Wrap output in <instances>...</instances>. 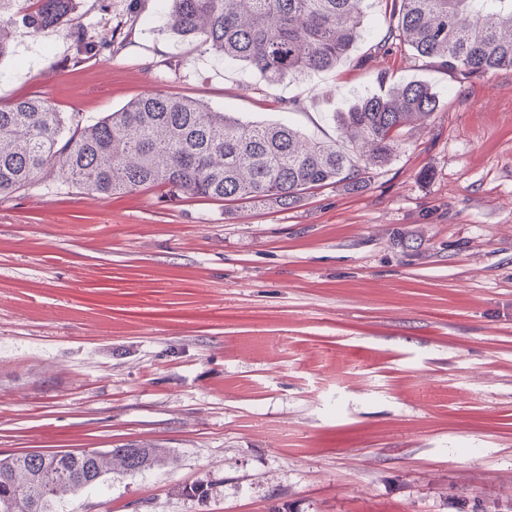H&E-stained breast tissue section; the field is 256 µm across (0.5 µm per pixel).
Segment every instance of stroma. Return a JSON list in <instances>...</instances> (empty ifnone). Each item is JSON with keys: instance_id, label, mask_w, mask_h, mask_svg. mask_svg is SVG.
Segmentation results:
<instances>
[{"instance_id": "1", "label": "stroma", "mask_w": 512, "mask_h": 512, "mask_svg": "<svg viewBox=\"0 0 512 512\" xmlns=\"http://www.w3.org/2000/svg\"><path fill=\"white\" fill-rule=\"evenodd\" d=\"M362 7L336 70L279 84L173 34L161 0L13 28L0 103L44 98L70 127L157 90L334 141L360 94L440 97L366 186L288 208L54 170L0 199V456L164 460L62 512H512V69L375 54L385 0Z\"/></svg>"}]
</instances>
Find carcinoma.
Instances as JSON below:
<instances>
[{
  "label": "carcinoma",
  "mask_w": 512,
  "mask_h": 512,
  "mask_svg": "<svg viewBox=\"0 0 512 512\" xmlns=\"http://www.w3.org/2000/svg\"><path fill=\"white\" fill-rule=\"evenodd\" d=\"M363 0H163L174 34L255 69L269 83L333 70L365 38ZM379 54L397 46L465 77L512 68V0H388ZM78 0H0V59L10 29L46 34L68 23ZM422 81L364 94L336 113L341 142L309 140L283 123L216 112L151 91L64 135L45 99L0 105V198L35 183L50 165L66 181L104 195L159 187L174 198L288 207L332 184L357 189L402 146V130L436 111ZM162 464L138 443L103 451L22 452L0 458V512H59L68 494L108 474L136 476Z\"/></svg>",
  "instance_id": "cac0c4a2"
}]
</instances>
